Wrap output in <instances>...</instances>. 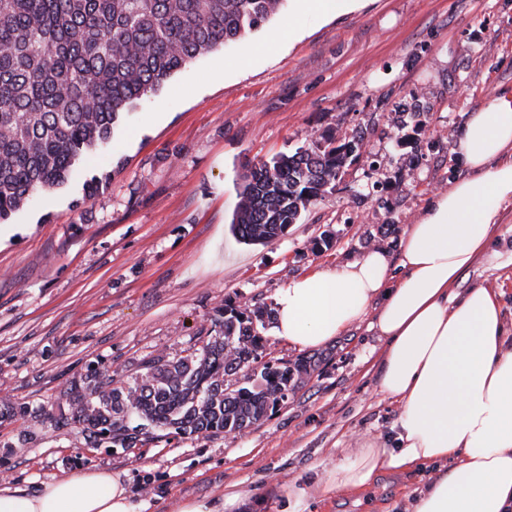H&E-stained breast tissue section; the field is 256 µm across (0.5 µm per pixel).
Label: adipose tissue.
I'll list each match as a JSON object with an SVG mask.
<instances>
[{"label": "adipose tissue", "instance_id": "ef3b65f1", "mask_svg": "<svg viewBox=\"0 0 512 512\" xmlns=\"http://www.w3.org/2000/svg\"><path fill=\"white\" fill-rule=\"evenodd\" d=\"M456 175L399 241L298 277L275 297L273 330L297 349L326 345L366 317L384 341L378 386L398 407L394 445L349 449L344 462L296 488L299 497L359 495L384 472L431 466L404 496L406 512H512V329L504 288L458 293L512 213V91L469 113L452 149ZM120 473L82 469L34 494L0 488V512H148Z\"/></svg>", "mask_w": 512, "mask_h": 512}]
</instances>
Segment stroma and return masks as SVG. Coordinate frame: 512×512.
Returning <instances> with one entry per match:
<instances>
[{"mask_svg": "<svg viewBox=\"0 0 512 512\" xmlns=\"http://www.w3.org/2000/svg\"><path fill=\"white\" fill-rule=\"evenodd\" d=\"M292 19L293 38L271 48ZM498 87L512 90V0H363L340 15H303L285 0L263 28L121 113L64 185L0 223V398L27 408L0 419V482L32 492L95 467L125 473L150 512L232 489L248 494L233 512H393L403 488L430 482L433 469L384 474L367 506L288 494L345 449L390 434L397 408L378 391L384 342L368 324L311 350L316 364L287 402L236 434L95 446L66 393L92 366L122 382L150 357L184 356L224 304L269 309L295 278L375 248L397 253L430 193L447 185L468 112ZM414 93L423 126L400 147L398 106ZM329 131L363 137L358 161L284 236L239 242L231 222L246 163ZM94 177L103 187L83 204ZM323 237L329 245L316 247ZM494 282L508 290L511 320L512 265L483 256L457 288Z\"/></svg>", "mask_w": 512, "mask_h": 512, "instance_id": "35a3bbf8", "label": "stroma"}]
</instances>
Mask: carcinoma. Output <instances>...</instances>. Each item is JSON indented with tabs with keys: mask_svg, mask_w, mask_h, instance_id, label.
<instances>
[{
	"mask_svg": "<svg viewBox=\"0 0 512 512\" xmlns=\"http://www.w3.org/2000/svg\"><path fill=\"white\" fill-rule=\"evenodd\" d=\"M283 0H0V222L63 185L126 107L198 56L262 28ZM363 139L333 132L248 168L232 224L267 244L335 188ZM271 313L224 305L215 335L176 360L143 362L117 383L95 369L71 385L72 419L90 443L122 448L176 434L236 433L295 391L307 364L264 363L258 384L232 378L262 358L257 323Z\"/></svg>",
	"mask_w": 512,
	"mask_h": 512,
	"instance_id": "cac0c4a2",
	"label": "carcinoma"
}]
</instances>
